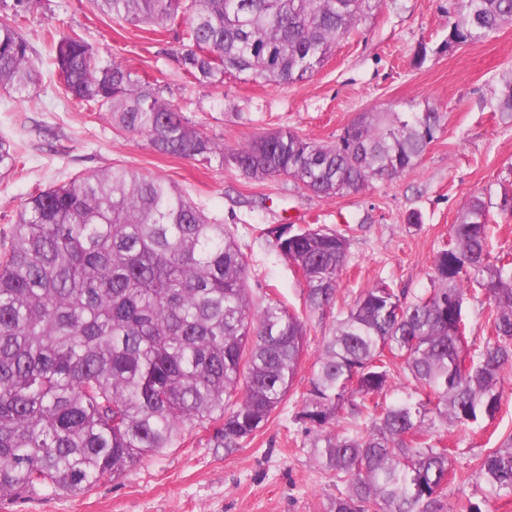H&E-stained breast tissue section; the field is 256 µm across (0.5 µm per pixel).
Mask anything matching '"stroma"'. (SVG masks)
Returning a JSON list of instances; mask_svg holds the SVG:
<instances>
[{"label": "stroma", "mask_w": 512, "mask_h": 512, "mask_svg": "<svg viewBox=\"0 0 512 512\" xmlns=\"http://www.w3.org/2000/svg\"><path fill=\"white\" fill-rule=\"evenodd\" d=\"M466 0H382L374 15L341 40L323 67L304 81L275 84L226 73L201 84L180 61L183 28L132 25L100 15L89 0H42L27 16L38 57V86L19 94L0 88V138L15 143L20 163L0 176V250L28 198L50 186L112 166L173 183L209 220L234 228L247 255V284L256 304L281 301L304 314L307 349L297 385L268 423L242 447L224 448L213 425L188 426L171 448L143 457L82 494L44 490L0 499V512H328L336 495L331 473L316 461L313 435L297 421L322 341L337 317L369 288L387 282L409 294L429 287L436 252L470 196L490 203L493 255L512 254V216L498 204L512 188V124L501 121L497 98L512 77V24L474 43L448 42V21ZM55 27L84 38L105 61L160 86L183 117L231 150L281 128L317 143L335 142L362 112L431 106L443 119L418 169L372 181L334 199L312 195L293 179L254 181L233 166L154 153L145 138L113 128L106 112L64 97L50 44ZM318 224L349 239V260L326 314L307 313L304 286L273 248L269 228ZM491 299L470 286L465 302L468 345L489 335ZM494 419L450 430L435 424L459 479L445 501L454 512L473 503L481 512H512V498L486 496L469 474L484 449L512 437V369L502 380Z\"/></svg>", "instance_id": "stroma-1"}]
</instances>
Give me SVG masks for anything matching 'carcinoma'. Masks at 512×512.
<instances>
[{"instance_id":"obj_1","label":"carcinoma","mask_w":512,"mask_h":512,"mask_svg":"<svg viewBox=\"0 0 512 512\" xmlns=\"http://www.w3.org/2000/svg\"><path fill=\"white\" fill-rule=\"evenodd\" d=\"M448 41L467 44L512 23V0H467ZM40 0H0V87L30 91L38 61L22 19ZM130 24L185 23L181 62L200 83L236 72L279 83L311 76L380 0H90ZM67 96L105 110L112 125L157 154L224 155L246 177H289L321 198L414 172L442 115L360 114L334 145L282 128L224 152L129 69L105 63L75 33L47 28ZM512 120V78L498 100ZM0 138V175L15 171ZM489 209L470 197L434 257L430 287L408 296L368 289L324 338L296 414L315 434L318 462L344 485L330 512H453L448 449L425 438L444 426L492 418L501 372L512 365V261L491 257ZM304 284L311 313L330 308L348 263L347 237L322 226L268 231ZM235 231L213 224L160 176L113 166L33 196L0 254V498L45 489L85 491L143 455L172 447L183 429L215 425L226 448L266 424L292 390L306 350L303 318L259 307ZM492 297L490 336L466 331L467 287ZM422 394L383 403L391 366ZM367 416L351 433L343 416ZM473 476L512 496V442L476 459Z\"/></svg>"}]
</instances>
